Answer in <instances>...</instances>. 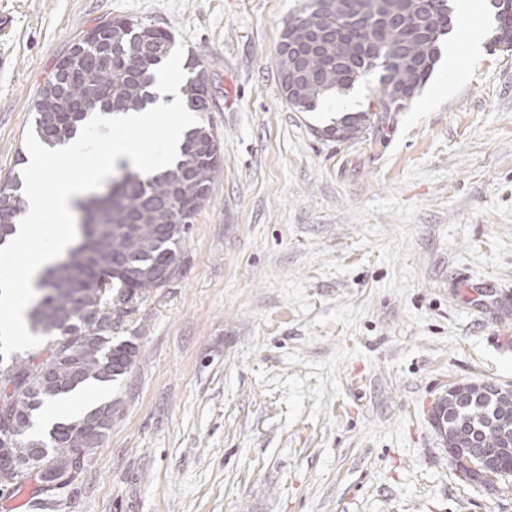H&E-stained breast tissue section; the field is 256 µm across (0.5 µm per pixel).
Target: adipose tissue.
Wrapping results in <instances>:
<instances>
[{
    "label": "adipose tissue",
    "instance_id": "adipose-tissue-1",
    "mask_svg": "<svg viewBox=\"0 0 512 512\" xmlns=\"http://www.w3.org/2000/svg\"><path fill=\"white\" fill-rule=\"evenodd\" d=\"M153 91L156 100L149 110L116 115L109 113L82 121L75 136L57 147L56 156L61 161L77 156L95 157V164L82 170L76 177L67 181L55 179L45 164L42 151L32 153L30 166L39 174L40 182L26 191L27 220L17 225L15 234L8 237L5 247L11 253L27 250L33 238L28 220L44 212L52 213L59 228L47 233L40 251L26 266L0 278V304L6 307L4 316L0 317L1 334L20 343L26 342L27 305L23 300L24 295L35 290L43 268L66 256L80 240L79 227L69 222L74 203L95 186L111 179L120 164L125 163L141 171L151 170V163L142 154L118 145L117 140L123 131L137 128L151 132L159 127L160 114L180 113L179 122L159 127L163 130L159 148L164 163H171L178 154L184 132L194 117L192 113L183 111L179 89L171 80L157 78Z\"/></svg>",
    "mask_w": 512,
    "mask_h": 512
}]
</instances>
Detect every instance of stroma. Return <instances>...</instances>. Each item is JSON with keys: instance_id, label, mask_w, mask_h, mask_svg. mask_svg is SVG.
Returning a JSON list of instances; mask_svg holds the SVG:
<instances>
[{"instance_id": "1", "label": "stroma", "mask_w": 512, "mask_h": 512, "mask_svg": "<svg viewBox=\"0 0 512 512\" xmlns=\"http://www.w3.org/2000/svg\"><path fill=\"white\" fill-rule=\"evenodd\" d=\"M306 2L0 0V181L58 62L115 18L174 36L177 83L202 57L222 149L181 274L113 331L138 356L51 512H512V476L463 478L430 420L455 384L512 388V51L451 90L440 61L339 140L379 74L289 105L276 49Z\"/></svg>"}]
</instances>
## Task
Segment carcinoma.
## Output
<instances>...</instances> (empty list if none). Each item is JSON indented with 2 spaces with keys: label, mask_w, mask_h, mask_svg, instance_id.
Here are the masks:
<instances>
[{
  "label": "carcinoma",
  "mask_w": 512,
  "mask_h": 512,
  "mask_svg": "<svg viewBox=\"0 0 512 512\" xmlns=\"http://www.w3.org/2000/svg\"><path fill=\"white\" fill-rule=\"evenodd\" d=\"M403 15L388 22L376 15V0H363L364 12L353 0H330V13L303 10L285 27L284 38L304 42L309 23L338 29L328 50L307 62L317 74L304 99L310 108L327 95L350 88L361 74L378 70L374 104L386 95L403 100L422 88L440 57V38L418 35L420 26L438 22L448 26L439 0H393ZM107 44V55L82 52L86 38L75 42L56 66L53 77L34 105L33 129L47 146L68 140L76 125L97 110L139 112L151 103L147 88L153 71L171 53L174 38L165 29L113 19L88 31ZM145 51L141 68L127 66L129 42ZM354 60L358 68L335 63L336 57ZM189 78L183 85L185 107L191 112L210 110L208 78L200 56L185 62ZM221 160L213 127L204 122L185 134L178 160L159 171H124L112 181L110 194L79 202L81 241L67 257L46 270L39 296L28 311L29 330L47 341L22 355L4 346L8 362L0 360V471L23 465L41 453L45 464L37 481L52 484L82 469L75 449L90 435L101 447L112 427L102 416L112 401L91 405L84 413L54 425L39 438L30 435L39 410L55 398L85 386L106 387L125 375L138 355L131 340L112 341L115 325L107 309L115 306L112 292L127 304L159 288L156 272L164 266H182L185 236L195 217L209 201L211 183ZM23 184L13 176L0 183V242L13 230L20 215L15 199ZM442 436L450 448H501L512 438V392L456 401L448 408Z\"/></svg>",
  "instance_id": "cac0c4a2"
}]
</instances>
